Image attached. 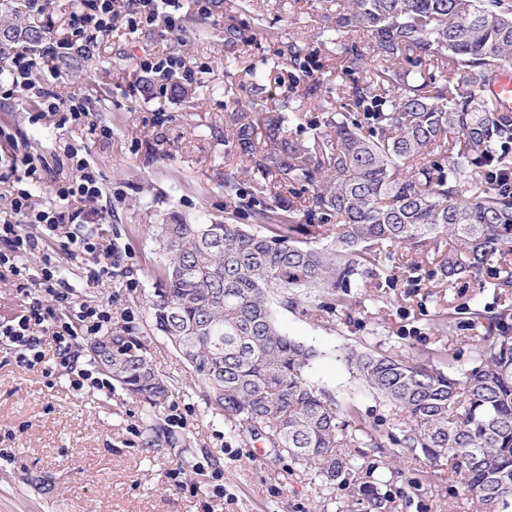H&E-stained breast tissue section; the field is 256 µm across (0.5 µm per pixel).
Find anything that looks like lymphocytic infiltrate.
<instances>
[{
    "mask_svg": "<svg viewBox=\"0 0 512 512\" xmlns=\"http://www.w3.org/2000/svg\"><path fill=\"white\" fill-rule=\"evenodd\" d=\"M115 3L116 0H80L70 37L47 43L38 58L16 60V77L28 78L38 64L53 63L59 55L70 51L92 52L100 39L112 32ZM127 5L133 16L160 27L163 33L172 34L181 28V0H127ZM65 158L73 175L55 185L57 205L32 211L30 191L17 187L11 199L15 217L0 222V282L15 285L28 298L21 314L0 321V346H8L18 363L42 365L46 376L64 375L72 389H86L107 398L112 394V384L100 377L93 362H81L78 338L108 331L112 312L106 306L80 301L56 264L48 242L55 239L65 248L73 246L87 254L112 257L111 247L104 245L101 234L95 230L96 225L107 223L110 215L96 207L101 194L96 170L74 152H66ZM30 217L43 224L44 237L23 231L20 221ZM35 255L40 258L39 264L27 267L25 258ZM46 334L55 343V358L50 362L41 348Z\"/></svg>",
    "mask_w": 512,
    "mask_h": 512,
    "instance_id": "f902f5d3",
    "label": "lymphocytic infiltrate"
}]
</instances>
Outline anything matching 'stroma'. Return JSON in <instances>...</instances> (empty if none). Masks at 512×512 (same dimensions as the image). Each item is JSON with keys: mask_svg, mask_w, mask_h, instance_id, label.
<instances>
[{"mask_svg": "<svg viewBox=\"0 0 512 512\" xmlns=\"http://www.w3.org/2000/svg\"><path fill=\"white\" fill-rule=\"evenodd\" d=\"M335 0H183L182 29L165 35L147 24L114 23L79 66L42 71L33 88L12 83L0 72V159L14 155L51 156L76 150L98 173L99 209L112 213L102 227L118 253L111 277L90 283L96 257L57 250L56 260L81 298L112 309L113 322L134 328L155 371L171 382L170 405L152 409L132 399L120 385L111 397L76 392L47 377L41 367L18 364L0 347V512H323L330 497L350 501L351 488L323 490L310 469L270 461L260 443L235 433L207 405L205 389L167 339L151 327L146 300L159 286L164 253L161 225L176 221L251 223L250 214H232L224 196V172L233 170L244 196L261 193L247 159L224 144L225 114L271 111L288 86V69L273 66L277 49L294 36L315 40ZM263 28L250 44L227 47V25ZM191 40L186 58L200 90L173 92L170 80L144 73L141 59L157 46L178 52L179 37ZM234 67H226V57ZM315 77L323 99L306 106L301 122L320 126L343 105L352 74L337 71L330 53L316 57ZM263 68L254 82L252 68ZM60 89L86 100L89 114L58 125L41 113L37 88ZM108 126L112 135L95 129ZM501 259L478 278L448 281L426 260L416 274L377 276L374 286L321 295L307 309L277 307L281 329L311 346L316 355L308 378L353 414H342L349 429L386 438L399 423L374 397L346 360L351 348L399 356H430L454 375L470 369L484 334V316L512 304V287L498 285ZM178 410L182 424L170 420ZM157 433L144 445L146 420ZM393 444L364 447L355 455L364 472L385 474L390 512H480L448 461L432 463L420 451ZM179 476H171L172 468ZM219 479L223 498H209L207 484Z\"/></svg>", "mask_w": 512, "mask_h": 512, "instance_id": "1", "label": "stroma"}]
</instances>
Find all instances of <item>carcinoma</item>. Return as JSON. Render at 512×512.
<instances>
[{
	"mask_svg": "<svg viewBox=\"0 0 512 512\" xmlns=\"http://www.w3.org/2000/svg\"><path fill=\"white\" fill-rule=\"evenodd\" d=\"M27 9L28 0H0V69L35 55L46 37ZM320 35L341 70L369 76L348 87L327 131L290 139L288 123L322 90L305 38L277 50L275 64L291 71L274 114L232 111L224 128V145L248 159L270 196L244 197L226 171L224 197L251 214L253 227L161 225L150 317L235 431L276 460L315 470L329 488L355 473L348 449L362 439L307 378L315 351L281 330L274 307L305 308L356 276H374L380 257L391 261L399 248L433 257L448 279L476 276L494 255L512 254V188L492 180L512 172V115L482 90L512 66V4L344 0ZM292 183L309 194L288 190ZM483 329L478 363L462 380L428 360L355 348L347 358L403 415L399 445L452 461L489 512H512V305L484 317ZM102 339L112 346L110 377L132 397L155 408L172 395L131 329L118 325ZM383 483L380 475L353 484V503L386 512Z\"/></svg>",
	"mask_w": 512,
	"mask_h": 512,
	"instance_id": "carcinoma-1",
	"label": "carcinoma"
}]
</instances>
